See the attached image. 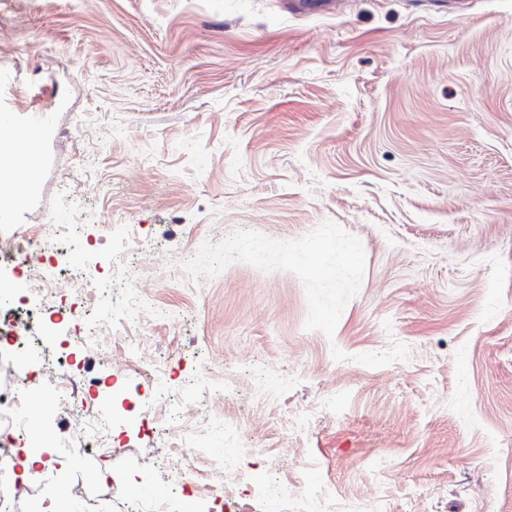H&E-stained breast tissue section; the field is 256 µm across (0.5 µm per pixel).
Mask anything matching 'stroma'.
Wrapping results in <instances>:
<instances>
[{
  "label": "stroma",
  "instance_id": "obj_1",
  "mask_svg": "<svg viewBox=\"0 0 512 512\" xmlns=\"http://www.w3.org/2000/svg\"><path fill=\"white\" fill-rule=\"evenodd\" d=\"M0 0V115L63 100L0 236L76 224L0 340L43 463L5 512H281L209 477L328 486L306 512H512V0ZM94 282L86 340L70 270ZM133 336L136 347L125 339ZM84 403H60L64 378ZM113 411L111 451L69 448Z\"/></svg>",
  "mask_w": 512,
  "mask_h": 512
}]
</instances>
